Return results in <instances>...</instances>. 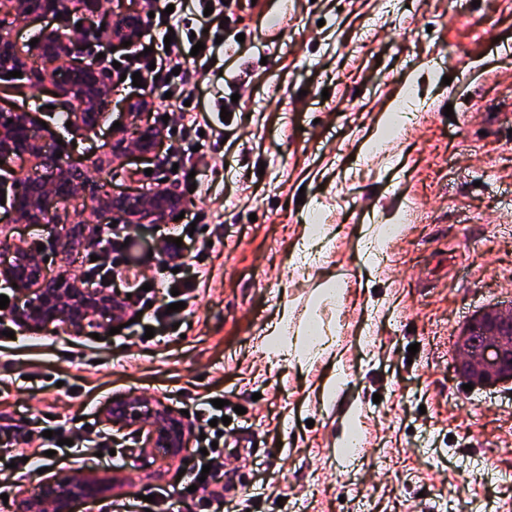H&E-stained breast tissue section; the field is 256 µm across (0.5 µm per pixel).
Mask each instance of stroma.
I'll list each match as a JSON object with an SVG mask.
<instances>
[{"instance_id":"stroma-1","label":"stroma","mask_w":512,"mask_h":512,"mask_svg":"<svg viewBox=\"0 0 512 512\" xmlns=\"http://www.w3.org/2000/svg\"><path fill=\"white\" fill-rule=\"evenodd\" d=\"M68 7L54 18L14 15L0 28L20 49L49 25L82 38L88 14L80 0ZM204 38L214 59L195 98L214 132L195 172L210 192L181 207L210 222L178 275L196 286L197 305L183 312L180 333L157 339L141 325L112 333L108 312L87 333L57 322L0 338V430L50 414L65 431L94 422L127 445L132 434L113 427L112 401L139 396L180 411L218 398L230 419L219 482L233 487L237 512H476L480 503L512 512V386L464 390L457 349L475 315L512 305V0H236ZM74 68L60 58L42 90L13 79L0 111L25 103L39 140L67 143L68 164L112 196H150L158 185L149 170L168 139L119 158L112 144L129 138L138 100L161 125L165 89L105 88L100 127L67 128L55 91ZM407 81L409 131L362 155ZM82 206L72 199L54 224L24 223L0 206L6 248L42 249L49 273L80 276L85 254L65 255L60 236ZM306 224L327 225L334 242L318 260L295 263ZM385 224L399 231L374 266L362 242ZM128 239V265L153 275L164 256L150 224ZM330 278L346 284L342 300L316 305ZM285 306L289 330L315 311L334 332L308 365L267 339ZM335 372L344 382L328 399ZM354 414L359 455L339 446ZM195 447L174 458L75 447L21 478L0 512H18L60 475L111 489L73 512H123L138 495L181 492L178 473Z\"/></svg>"}]
</instances>
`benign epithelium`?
<instances>
[{
    "instance_id": "1",
    "label": "benign epithelium",
    "mask_w": 512,
    "mask_h": 512,
    "mask_svg": "<svg viewBox=\"0 0 512 512\" xmlns=\"http://www.w3.org/2000/svg\"><path fill=\"white\" fill-rule=\"evenodd\" d=\"M60 10L59 0H0V14L47 16ZM69 52L60 32L46 30L36 46L22 53L8 42L0 43V71H21L31 58L50 64ZM81 79L59 86L69 103H78V111L71 113V122L94 127L100 121L102 82L97 68L84 64ZM31 114L23 105L10 112H0V170L18 183L10 208L28 224H42L58 212V205L67 203L77 187H82L96 212H108L115 221L140 224L148 220L158 224L172 206L166 192L156 193L148 201L139 199L115 202L100 184L93 183L83 169L68 166L56 157V152L32 135ZM136 141L144 151L154 149L160 137L156 127L146 123L135 132ZM46 170L47 178H36L28 165ZM88 233L86 224H70L62 237V248L68 252L78 247ZM0 277L17 284L16 319L24 327L46 329L55 322H64L81 333L92 323V316L104 309L116 316L121 312L118 296L85 287L80 281L65 274L50 276L44 266L28 251L17 250L12 260L0 262ZM492 325L481 329L470 327L458 338L459 368L462 378L474 386L512 384V367L505 365L506 355L512 351V310L503 312L490 308L478 315ZM112 423L120 429L136 428L146 433L144 448H164L171 456L185 447L191 432L182 417L158 401L134 397L112 406ZM55 489L41 498L25 504V512H43V503L51 502L55 512H70L67 506L74 490L93 497L103 487L93 481L77 482L66 476L52 481Z\"/></svg>"
}]
</instances>
